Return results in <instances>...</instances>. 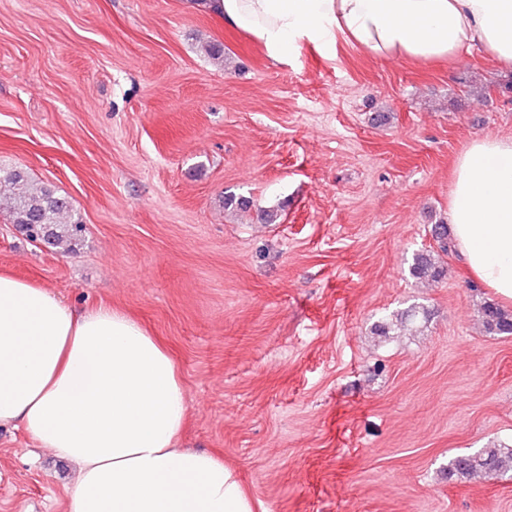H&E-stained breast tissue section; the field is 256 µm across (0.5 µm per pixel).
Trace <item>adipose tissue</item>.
<instances>
[{"label":"adipose tissue","mask_w":512,"mask_h":512,"mask_svg":"<svg viewBox=\"0 0 512 512\" xmlns=\"http://www.w3.org/2000/svg\"><path fill=\"white\" fill-rule=\"evenodd\" d=\"M227 26L277 62L296 42L344 38L423 62L476 45L512 68V0H214ZM448 223L474 278L512 303V139L474 137L457 158ZM184 384L168 350L107 306L75 312L0 273V428L22 426L68 460L67 512H255L222 458L181 445Z\"/></svg>","instance_id":"adipose-tissue-1"}]
</instances>
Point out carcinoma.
Returning a JSON list of instances; mask_svg holds the SVG:
<instances>
[{
  "mask_svg": "<svg viewBox=\"0 0 512 512\" xmlns=\"http://www.w3.org/2000/svg\"><path fill=\"white\" fill-rule=\"evenodd\" d=\"M0 198L11 223L19 227L35 224L42 239L56 248L71 250L80 224L70 219L68 201L50 187L35 183L22 168L0 169ZM431 232L436 248L415 254L410 273L416 279L435 282L445 276L444 258L456 253V247L448 225L433 224ZM480 318L486 335H512V311L494 300L481 304ZM446 470L450 480H471L484 474L512 479V444L456 454L448 459Z\"/></svg>",
  "mask_w": 512,
  "mask_h": 512,
  "instance_id": "obj_1",
  "label": "carcinoma"
}]
</instances>
